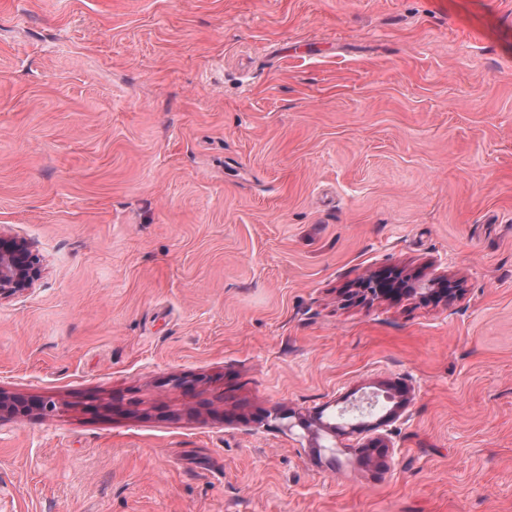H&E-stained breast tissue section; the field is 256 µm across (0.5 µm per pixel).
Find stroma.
Wrapping results in <instances>:
<instances>
[{
    "label": "stroma",
    "instance_id": "obj_1",
    "mask_svg": "<svg viewBox=\"0 0 512 512\" xmlns=\"http://www.w3.org/2000/svg\"><path fill=\"white\" fill-rule=\"evenodd\" d=\"M0 230V512H512V0H0ZM37 276L36 259L29 247L0 230V298L30 288ZM376 295L372 297L387 298L386 295H405V296H430L442 294L445 301L450 302L457 297L459 289L454 280L448 277V274L436 275L425 283H410L406 279H397L388 275H381L364 282ZM384 293V294H383ZM55 405L51 402L39 400L36 402H29L27 400L6 396L0 391V421L4 415L19 416L29 413L32 409L42 412H53Z\"/></svg>",
    "mask_w": 512,
    "mask_h": 512
}]
</instances>
